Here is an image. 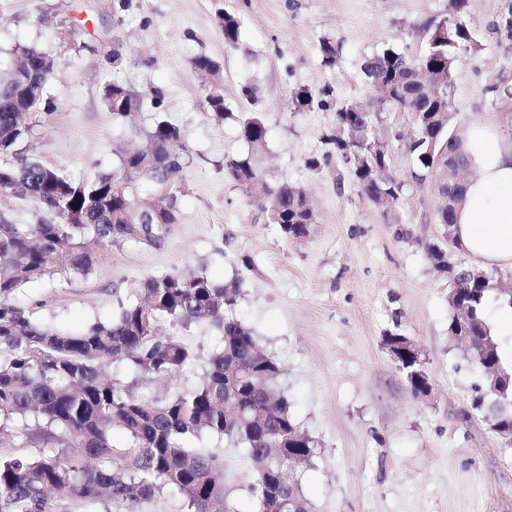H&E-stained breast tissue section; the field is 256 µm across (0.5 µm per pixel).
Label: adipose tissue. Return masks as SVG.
<instances>
[{"instance_id":"adipose-tissue-1","label":"adipose tissue","mask_w":512,"mask_h":512,"mask_svg":"<svg viewBox=\"0 0 512 512\" xmlns=\"http://www.w3.org/2000/svg\"><path fill=\"white\" fill-rule=\"evenodd\" d=\"M464 145L473 174L457 210L456 241L479 264L512 267V142L477 122Z\"/></svg>"}]
</instances>
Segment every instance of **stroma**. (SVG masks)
Masks as SVG:
<instances>
[{
	"label": "stroma",
	"instance_id": "obj_1",
	"mask_svg": "<svg viewBox=\"0 0 512 512\" xmlns=\"http://www.w3.org/2000/svg\"><path fill=\"white\" fill-rule=\"evenodd\" d=\"M448 0H0V61L36 45L58 67L47 86L51 106L31 150L43 163L75 178L116 166L118 145H141L151 109L132 121L113 119L105 86H155L167 119L181 127L194 152L182 174L180 220L162 247L128 245L102 252L86 278L34 281L16 296L34 319L73 332L114 315L134 282L204 267L240 284L236 316L282 367L279 387L315 454L295 475L310 512H512V452L473 409L479 368L448 335V279L426 256L440 236L430 183L412 176L413 160L398 131L409 116L376 106L377 133L390 149L391 171L404 184L388 210L343 179L342 160L320 172L307 166L325 149L334 111L296 108L298 91L328 86L336 103L367 104L366 59L385 48L419 56L424 25L445 13ZM512 0H468L466 24L480 44L461 55L452 91V125L475 121L499 133L512 110L486 88L512 84V40L495 24ZM241 22L237 47L224 42L219 16ZM336 42L332 66L322 41ZM126 56L113 71L106 55ZM201 53L224 67L231 116L213 121ZM255 85L268 129L255 155L271 182L302 188L315 214L309 237L285 241L264 223L247 190L225 181V158L247 152L238 114L251 108L242 94ZM408 336L430 379L415 393L390 355V334ZM188 447L224 454V483L234 512H253L252 462L220 437L189 439Z\"/></svg>",
	"mask_w": 512,
	"mask_h": 512
}]
</instances>
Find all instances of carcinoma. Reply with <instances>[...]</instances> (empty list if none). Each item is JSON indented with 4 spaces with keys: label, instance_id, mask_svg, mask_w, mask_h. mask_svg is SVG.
I'll return each instance as SVG.
<instances>
[{
    "label": "carcinoma",
    "instance_id": "obj_1",
    "mask_svg": "<svg viewBox=\"0 0 512 512\" xmlns=\"http://www.w3.org/2000/svg\"><path fill=\"white\" fill-rule=\"evenodd\" d=\"M468 0H448L446 14L424 27L427 46L417 59L393 49L363 64L371 98L409 113L416 138L405 142L415 163L416 180L432 181L436 223L455 224L465 186L453 173L468 168L464 143L452 124L450 97L460 54L480 50L462 21ZM224 40L238 44L239 19L220 16ZM21 62L0 69V193L35 203L46 214L38 224H16L0 213V434L19 440L26 453L0 450V512H64L75 502L85 507L108 500L119 512L171 491L186 512H234L224 486V454L185 446L186 439L216 435L245 449L254 465L249 490L257 512H308L298 482L285 476L309 463L314 444L295 422L288 399L277 388L281 366L258 344L250 329L229 315L239 288L215 281L204 268L186 274L143 279L127 289L118 313L70 332L35 320L15 302L18 291L36 280L85 277L101 250L124 245H163L179 218L183 169L192 153L178 126L165 117V96L151 87L135 97L120 81L105 86L108 111L123 120L133 107L151 101L156 112L145 132L144 150L121 151L117 167L88 180H75L30 156L29 148L46 98L55 60L26 46ZM194 67L209 75L205 100L214 119L228 115L222 65L207 55ZM493 99L512 109V87L496 82ZM300 108L333 106V91L303 90ZM335 107V106H333ZM249 147L262 150L267 127L258 111L239 118ZM374 128L370 107H335V127L328 149L313 156L308 168L320 171L341 156L346 172L376 202L398 203L403 184L390 170L389 147L382 139H364ZM224 179L254 187L256 210L275 202L277 229L284 240L306 238L315 215L306 194L296 186L274 185L259 173L250 154L224 160ZM433 266L447 268L448 250L426 245ZM460 290L448 296V335L473 336L471 354L482 372L474 409L512 447V382L505 384L490 366L500 365L498 340L480 318L493 290L494 274L456 265ZM175 333H159L160 321ZM207 324L220 334V347L204 361L202 378L178 392H136L109 373L122 361L135 378L172 380L200 361L180 333ZM400 365L418 392L429 385L416 358ZM122 432V446L112 434Z\"/></svg>",
    "mask_w": 512,
    "mask_h": 512
}]
</instances>
